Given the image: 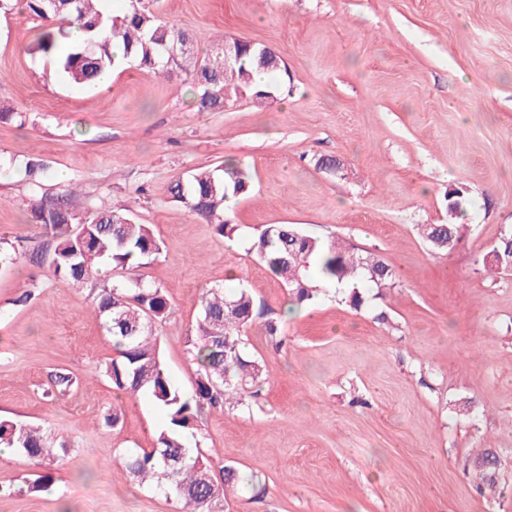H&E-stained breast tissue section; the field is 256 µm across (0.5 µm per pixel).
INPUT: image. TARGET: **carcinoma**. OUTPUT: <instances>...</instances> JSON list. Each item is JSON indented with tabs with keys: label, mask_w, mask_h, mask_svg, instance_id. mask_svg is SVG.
I'll return each instance as SVG.
<instances>
[{
	"label": "carcinoma",
	"mask_w": 512,
	"mask_h": 512,
	"mask_svg": "<svg viewBox=\"0 0 512 512\" xmlns=\"http://www.w3.org/2000/svg\"><path fill=\"white\" fill-rule=\"evenodd\" d=\"M26 6L43 21L30 50L54 58L61 78L72 85L92 90L103 76L135 61L157 75L170 76L176 70L185 74L204 110H219L245 97L255 102L275 97L276 89L255 83L253 73L273 72L281 64L273 61V52L263 55L260 46L247 40L235 41L237 58L228 68L222 47L203 59L188 51L172 61L168 48L184 32L161 22L144 4L132 5L121 15L105 10L103 0H57L51 8L45 0H27ZM71 15L88 33L81 46L63 45L65 30L53 29V21ZM116 47L121 54L114 52ZM249 187L244 169L227 164L198 169L172 182L168 193L214 221L217 233L231 240L239 237L240 228L224 219V202L246 194ZM73 198L70 190L56 198L36 196L31 203L35 223L55 242L50 264L54 279L80 288L104 269L115 273L111 287L101 289L92 301L115 352L102 373L118 390L149 393L168 421L151 451H124V470L143 483L164 481L181 512H224L226 487L237 480V472L230 466L214 469L195 453L189 438L195 436L202 409L241 405L261 382L262 364L244 352L241 338L255 318L253 297L243 287L206 292L190 337L196 365L193 391L185 393L172 383L158 348V326L172 312L170 300L164 288L139 274L146 260L161 253V242L149 225L132 220V209H87L80 215L72 208ZM417 229L432 253L449 252L460 239V226L453 223L419 224ZM493 250L500 258L482 265L495 274L511 272L512 232H504ZM248 252L281 280L299 305L317 301L343 280L379 290L396 284L394 270L378 253H357L340 239L315 238L293 224L256 229ZM0 447L14 448L44 468L43 475L26 484L27 492L38 493L48 488L60 453L71 443L46 428L0 419Z\"/></svg>",
	"instance_id": "cac0c4a2"
}]
</instances>
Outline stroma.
<instances>
[{"mask_svg": "<svg viewBox=\"0 0 512 512\" xmlns=\"http://www.w3.org/2000/svg\"><path fill=\"white\" fill-rule=\"evenodd\" d=\"M188 32L198 57L235 36L272 49L284 70L275 100L198 109L190 84L130 63L92 93L31 53L29 11L0 13V418L47 427L72 447L48 491L24 492L39 469L0 457V512H179L172 495L122 468L166 423L147 394L126 395L94 369L113 357L93 294L56 284L50 237L32 224L35 191L19 162L41 159L42 188L77 187V210L132 206L163 250L142 270L165 289L159 326L168 373L194 380L188 338L206 288L235 272L258 316L244 335L264 366L257 397L203 410L195 440L215 466L257 475L226 512H512V273L482 271L512 228V0H145ZM326 158L340 160L336 172ZM240 163L251 186L228 217L248 233L296 224L378 252L400 284L367 288L353 309L335 290L295 306L251 254L169 199L195 168ZM462 190L461 240L430 254L420 224L449 221ZM27 302H20L23 291ZM282 328L265 334L266 320ZM73 384L58 394L53 381ZM119 407L109 427L104 414ZM494 489L475 479L483 453Z\"/></svg>", "mask_w": 512, "mask_h": 512, "instance_id": "obj_1", "label": "stroma"}]
</instances>
